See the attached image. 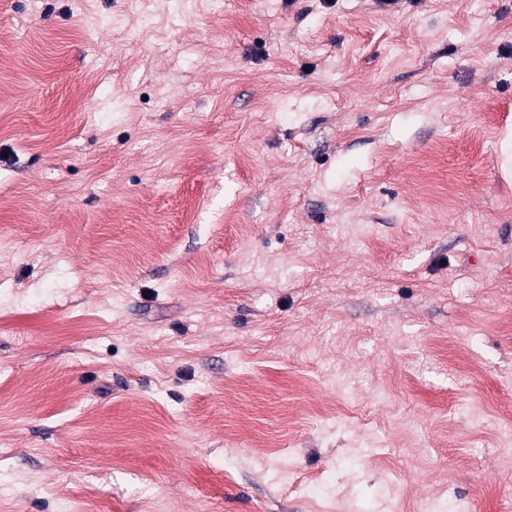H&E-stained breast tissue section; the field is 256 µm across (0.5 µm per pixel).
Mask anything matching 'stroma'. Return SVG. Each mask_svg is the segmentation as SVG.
Masks as SVG:
<instances>
[{
  "label": "stroma",
  "instance_id": "obj_1",
  "mask_svg": "<svg viewBox=\"0 0 512 512\" xmlns=\"http://www.w3.org/2000/svg\"><path fill=\"white\" fill-rule=\"evenodd\" d=\"M0 0V512H512V0Z\"/></svg>",
  "mask_w": 512,
  "mask_h": 512
}]
</instances>
